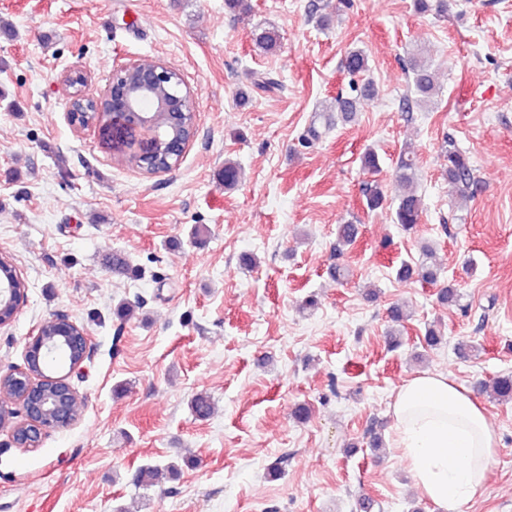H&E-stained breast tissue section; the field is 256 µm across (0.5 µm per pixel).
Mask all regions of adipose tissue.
I'll use <instances>...</instances> for the list:
<instances>
[{
  "label": "adipose tissue",
  "mask_w": 512,
  "mask_h": 512,
  "mask_svg": "<svg viewBox=\"0 0 512 512\" xmlns=\"http://www.w3.org/2000/svg\"><path fill=\"white\" fill-rule=\"evenodd\" d=\"M392 446L424 494L458 512L485 480L495 452L484 410L446 376L423 373L405 382L391 406Z\"/></svg>",
  "instance_id": "adipose-tissue-1"
}]
</instances>
